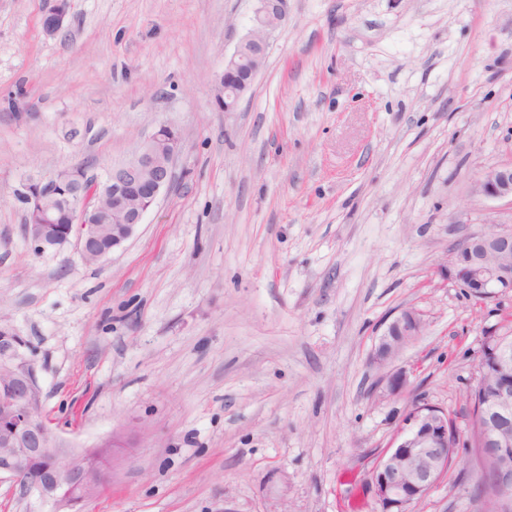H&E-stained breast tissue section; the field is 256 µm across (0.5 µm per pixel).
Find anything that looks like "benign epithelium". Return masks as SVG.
I'll return each mask as SVG.
<instances>
[{
  "instance_id": "benign-epithelium-1",
  "label": "benign epithelium",
  "mask_w": 512,
  "mask_h": 512,
  "mask_svg": "<svg viewBox=\"0 0 512 512\" xmlns=\"http://www.w3.org/2000/svg\"><path fill=\"white\" fill-rule=\"evenodd\" d=\"M251 25L233 54L225 60L221 84L224 111L234 112L248 87L263 67L274 34L288 17V0H254ZM67 0L56 5L45 22L49 36L64 27ZM170 147L158 154L151 149L161 133L154 132L132 159L114 166L102 181L78 165L58 171L41 184L22 193L26 210L35 223L27 225L34 250H59L75 241L82 261L100 227L111 220L108 213L113 197L130 185L139 186L136 205L123 212L122 223L112 230V249L128 240L161 190L173 179V162L181 139L169 130ZM474 192L489 200L505 199L512 204V161L483 170ZM64 218L60 232L49 236L48 227ZM445 281H452L466 294L482 301L512 294V226L497 223L472 234L458 251H451L438 265ZM424 327L420 312L405 308L386 326L372 354L379 371L376 388L390 396L401 395L406 375L387 365L399 351L419 336ZM14 341L0 343V480L9 479L19 490L33 494L52 507L53 512H79L100 496L115 475L114 449L122 447L114 434L89 450L69 448L58 441L40 413L39 392L32 370L18 360ZM496 368L506 376L512 372V344L503 341L491 351ZM481 447L485 459L495 462L498 496L496 512H512V394L503 383L499 393L484 405ZM461 441V431L448 427V412L436 411L429 403L408 408L393 443L373 464L370 473L374 497L383 512H408L448 470V436Z\"/></svg>"
}]
</instances>
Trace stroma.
I'll return each mask as SVG.
<instances>
[{
    "instance_id": "1",
    "label": "stroma",
    "mask_w": 512,
    "mask_h": 512,
    "mask_svg": "<svg viewBox=\"0 0 512 512\" xmlns=\"http://www.w3.org/2000/svg\"><path fill=\"white\" fill-rule=\"evenodd\" d=\"M0 0V332L22 345L53 433L123 434L88 512H375L367 484L412 400L469 413L485 331L436 272L512 204L473 192L512 161V0H289L237 111L224 60L254 0ZM174 179L87 264L35 252L27 184L104 178L159 122ZM424 328L374 390L398 311ZM410 512H480L449 470ZM424 320L414 308L402 309L386 326L372 354L371 362L381 374L376 381V389L390 396L401 395L407 386L406 375L401 371L385 370L387 365L407 344L420 336Z\"/></svg>"
}]
</instances>
